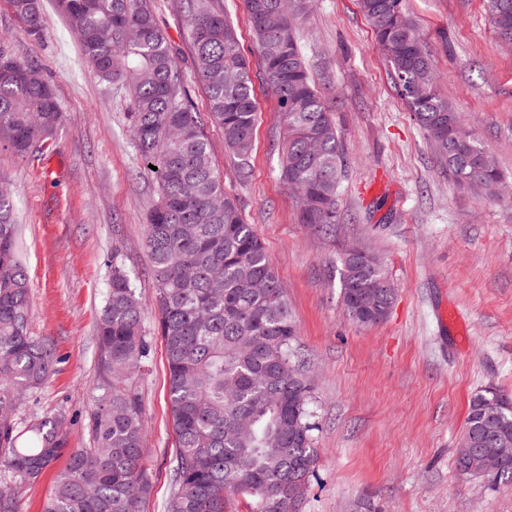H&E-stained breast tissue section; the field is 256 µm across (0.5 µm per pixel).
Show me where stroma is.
<instances>
[{
    "mask_svg": "<svg viewBox=\"0 0 512 512\" xmlns=\"http://www.w3.org/2000/svg\"><path fill=\"white\" fill-rule=\"evenodd\" d=\"M183 0H148L184 61V84L209 139L226 192L273 261L286 288L300 352L315 376L311 408L317 462L300 512H512V483L492 487L459 474L454 452L472 398L492 387L512 395V194L488 199L448 175L394 88L357 0H315L299 37L311 75L331 106L346 152L340 221L326 232L300 221L280 179L277 102L261 73L243 0H214L238 29L259 112L247 177L189 61ZM434 55L438 84L493 153L512 187V50L498 42L484 0H406ZM46 31L20 32L0 0V38L43 63L62 124L42 154L0 147L10 180L31 292L33 336L52 343L50 381L15 421L68 415V445H92L94 401L108 388L97 318L120 264L146 306L150 352L129 380L144 407L143 512H165L175 434L168 368L145 245L155 196L130 133L125 84L90 71L54 0H42ZM379 255L396 288L388 316L361 325L345 312L339 274L351 244Z\"/></svg>",
    "mask_w": 512,
    "mask_h": 512,
    "instance_id": "stroma-1",
    "label": "stroma"
}]
</instances>
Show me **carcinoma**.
Returning a JSON list of instances; mask_svg holds the SVG:
<instances>
[{
    "mask_svg": "<svg viewBox=\"0 0 512 512\" xmlns=\"http://www.w3.org/2000/svg\"><path fill=\"white\" fill-rule=\"evenodd\" d=\"M191 67L225 149L246 176L258 104L237 30L212 0H185ZM18 27L43 38L41 0H6ZM314 0H244L266 83L279 105L280 176L293 186L301 223L337 222L345 148L334 113L310 79L296 30ZM394 85L457 182L500 195L501 173L445 97L427 42L403 0H359ZM495 34L512 36V0H486ZM85 59L103 81L131 90L132 137L145 172L157 181L147 214L157 331L168 366L175 433L173 492L166 512H296L316 464L309 404L314 385L294 361L297 329L272 260L224 190L193 105L176 49L146 0H55ZM58 103L44 67L0 40V145L25 157L59 129ZM156 169L149 168V165ZM347 314L361 325L388 315L396 288L382 260L363 248L341 260ZM30 297L21 258L14 196L0 180V465L9 474L0 512H20L22 490L55 460L68 463L44 512H142L150 483L143 465V407L128 376L148 352L144 307L124 269L112 280L98 320L104 370L112 378L91 415V448L67 447L62 413L24 429L15 423L22 396L54 371L52 347L29 333ZM496 458L478 478L512 483V396L475 395L455 453L459 472L473 449Z\"/></svg>",
    "mask_w": 512,
    "mask_h": 512,
    "instance_id": "cac0c4a2",
    "label": "carcinoma"
}]
</instances>
